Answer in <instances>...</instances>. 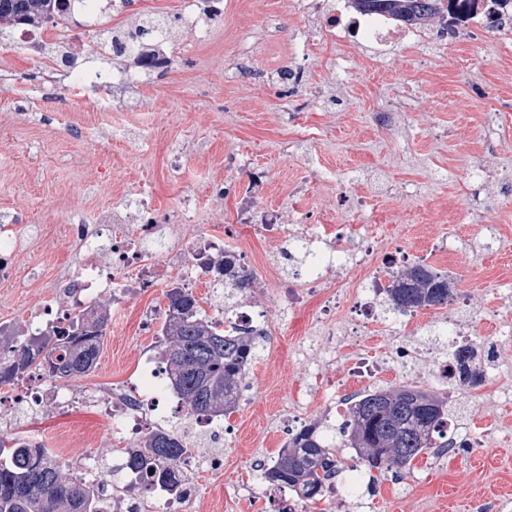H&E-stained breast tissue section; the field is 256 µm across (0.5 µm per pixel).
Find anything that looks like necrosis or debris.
<instances>
[{
	"label": "necrosis or debris",
	"instance_id": "necrosis-or-debris-1",
	"mask_svg": "<svg viewBox=\"0 0 512 512\" xmlns=\"http://www.w3.org/2000/svg\"><path fill=\"white\" fill-rule=\"evenodd\" d=\"M444 24L456 39L470 35L478 26L512 35V0H447ZM325 29L340 49L346 48L351 36L377 49L415 44L421 39L419 26L396 22L387 15L366 14L349 6L340 14L329 15ZM199 221L196 205L188 200L183 201L171 224L157 223L146 206L135 224L126 223L115 211L102 212L92 224L81 218L72 219L69 239L79 250L81 262L67 269L56 286L60 294L76 305L99 299L128 305L140 294L159 287L169 269L177 266L186 270L182 287L190 288L201 281L223 287L224 274L219 263L224 256V240L200 232ZM259 222L270 243L287 237L299 252L309 250L323 234L333 236L329 250L315 253V262L306 278L277 290L276 299L283 308L293 311L315 302L339 312L361 313L364 328L371 332L382 328L403 336L414 330V314H378L393 270L376 260L378 238L373 229H365L359 245L354 246L347 236L334 233L329 224H304L287 231L284 214L276 210L261 213ZM337 266L345 267V277L324 280L323 271ZM142 384L144 390L140 393L122 388L79 391L58 384L31 386L0 394V403L8 405L15 414L48 404L88 403L104 410L113 434L132 443L143 440L154 424L172 423L192 444L187 470L220 466L223 421H205L174 407L175 397L156 355H148L144 361ZM65 465L71 472L105 485V512H142V499L133 488L127 484L113 485L111 475L97 469L92 459L69 458Z\"/></svg>",
	"mask_w": 512,
	"mask_h": 512
}]
</instances>
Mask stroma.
Masks as SVG:
<instances>
[{
  "mask_svg": "<svg viewBox=\"0 0 512 512\" xmlns=\"http://www.w3.org/2000/svg\"><path fill=\"white\" fill-rule=\"evenodd\" d=\"M183 0H128L103 9L101 28L126 27L138 14L169 16ZM86 9L50 28L42 41L0 42V224H24L14 241V279L0 284V323L17 325L39 306L58 300L59 270L77 252L67 237L73 215L84 219L115 207L123 196L145 192L156 216L172 214L193 191L210 234L247 256L256 286L248 299L273 319L277 335L264 341L249 369L248 400L225 418L224 460L206 475L185 512H281L283 493L264 482L258 463L270 461L286 438L283 414L305 421L330 418L316 397L326 378L346 379L356 351L389 359L398 336H350L344 314L313 305L282 310L272 296V247L251 224H233L235 192L250 190L257 208L303 215L307 223H371L378 229L377 260L401 253L434 256V268L464 288L468 304L429 307L428 321L407 337L425 352L404 376L384 378L436 394L431 354L446 349L435 337L444 318L466 335L494 346L499 378L474 398L457 403V424L470 428L471 448L440 458L419 455L399 476L368 493L353 449H340L345 466L336 492L310 512H512V38L477 30L466 42L398 50L369 61L350 51L346 78L336 74V47L326 43L322 16L300 0H224L221 15L176 27L166 51L175 69L131 85L94 90L89 69L113 70L111 55L80 43ZM309 42L312 54L296 64L293 48ZM72 57L61 62L62 54ZM403 103L393 125L370 126L365 115ZM188 157L180 169L173 156ZM373 198L374 211L349 204ZM499 224L501 237L479 233L477 223ZM232 232H225V224ZM163 288L139 306L111 313L99 364L77 379L80 387H113L135 379L143 353L156 351L140 308L162 313ZM11 433L38 438L53 454L100 458L125 447L96 407L76 404L34 413ZM355 480L347 494L345 483Z\"/></svg>",
  "mask_w": 512,
  "mask_h": 512,
  "instance_id": "stroma-1",
  "label": "stroma"
}]
</instances>
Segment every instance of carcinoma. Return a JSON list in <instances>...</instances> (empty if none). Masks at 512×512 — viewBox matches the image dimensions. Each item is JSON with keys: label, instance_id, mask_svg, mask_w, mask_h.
I'll return each mask as SVG.
<instances>
[{"label": "carcinoma", "instance_id": "cac0c4a2", "mask_svg": "<svg viewBox=\"0 0 512 512\" xmlns=\"http://www.w3.org/2000/svg\"><path fill=\"white\" fill-rule=\"evenodd\" d=\"M363 12H383L407 24L424 25L439 17L443 0H350ZM72 0H0V37L18 27L41 29L66 21ZM254 274L224 252V297L237 307L253 288ZM454 289L448 273L420 262L404 265L387 288L389 308L412 312L447 305ZM159 354L169 383L186 411L198 417L221 418L239 405L247 371L257 359L258 337L248 331L224 329V317L208 315L196 297L183 288L165 292ZM109 310L88 305L69 323L40 337L0 338V388L17 384L36 365L52 381L68 383L92 373L106 335ZM458 381L475 388L483 381L482 351L464 344L453 354ZM448 400L418 387L364 391L347 400L341 422L324 426L316 421L291 434L263 478L288 487L305 503L334 492L340 470L337 444L355 451L377 477L399 474L429 448H442L448 431ZM185 445L172 430L150 431L138 445L121 449V464L102 470L117 476L135 475L134 487L158 489L174 496L182 488ZM104 489L76 480L44 445L28 436L0 433V512H101Z\"/></svg>", "mask_w": 512, "mask_h": 512}]
</instances>
